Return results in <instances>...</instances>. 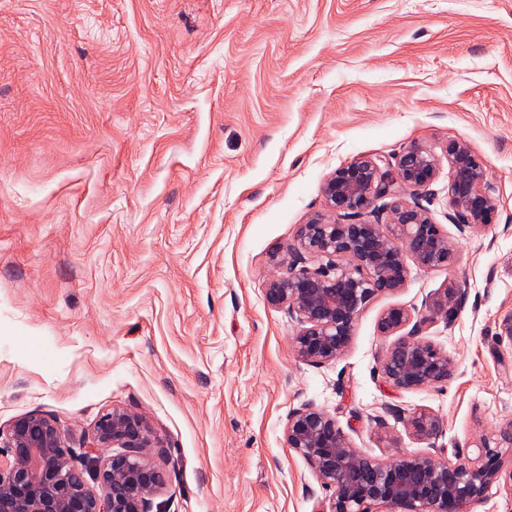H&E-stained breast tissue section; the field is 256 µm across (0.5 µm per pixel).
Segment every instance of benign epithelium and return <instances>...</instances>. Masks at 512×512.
<instances>
[{"instance_id":"obj_1","label":"benign epithelium","mask_w":512,"mask_h":512,"mask_svg":"<svg viewBox=\"0 0 512 512\" xmlns=\"http://www.w3.org/2000/svg\"><path fill=\"white\" fill-rule=\"evenodd\" d=\"M445 153L449 219L460 233H477L497 214L484 162L460 140L448 141ZM438 174L437 156L412 145L391 160L356 158L326 178L322 192L329 216L300 225L286 247L288 260L277 263L264 291L268 306L287 310L299 325L293 337L297 359L323 365L340 358L366 306L404 285L407 259L424 269L453 265L448 236L418 204L394 200L386 224L361 219L375 201L424 190ZM461 298L452 283L422 311H384L379 331L396 336L380 358L391 386H433L453 374L454 359L423 330ZM404 423L432 448L444 433L443 420L425 409L410 412ZM284 440L332 492L327 512H375L377 505L403 512H467L495 483L512 495V470L503 472L488 437L481 439L477 455L465 460L405 454L381 462L356 448L334 416L306 404L289 412ZM88 444L106 453L77 465L64 428L47 415L27 413L0 427V512H163L156 499L170 484L171 472L156 461L163 441L143 415L118 408L102 414Z\"/></svg>"}]
</instances>
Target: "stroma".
Returning a JSON list of instances; mask_svg holds the SVG:
<instances>
[{
  "instance_id": "1",
  "label": "stroma",
  "mask_w": 512,
  "mask_h": 512,
  "mask_svg": "<svg viewBox=\"0 0 512 512\" xmlns=\"http://www.w3.org/2000/svg\"><path fill=\"white\" fill-rule=\"evenodd\" d=\"M484 160L495 224L460 234L444 145ZM420 144L417 201L454 246L360 314L343 356L297 360L269 307L273 257L325 212L351 160ZM456 282L425 336L447 383L397 390L379 357L393 306ZM512 0H0V426L56 419L77 460L105 412L147 417L176 467L166 512H323L284 441L310 404L391 461L512 424ZM404 423L409 432L416 439L428 443L435 448V441L444 433L443 420L433 412L419 409L410 412L404 417Z\"/></svg>"
}]
</instances>
